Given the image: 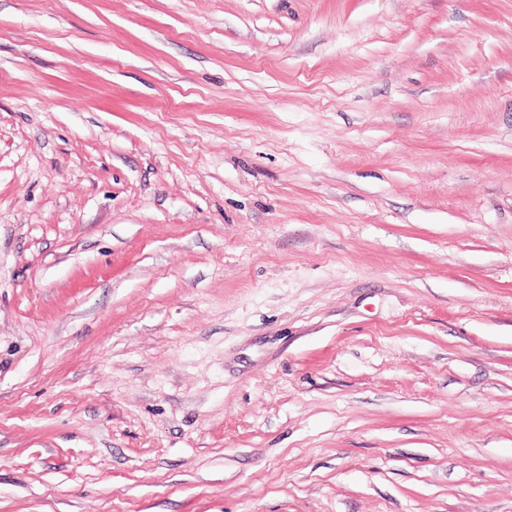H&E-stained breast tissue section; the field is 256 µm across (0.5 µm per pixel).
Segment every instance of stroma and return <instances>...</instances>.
<instances>
[{"label": "stroma", "mask_w": 512, "mask_h": 512, "mask_svg": "<svg viewBox=\"0 0 512 512\" xmlns=\"http://www.w3.org/2000/svg\"><path fill=\"white\" fill-rule=\"evenodd\" d=\"M0 512H512V0H0Z\"/></svg>", "instance_id": "stroma-1"}]
</instances>
